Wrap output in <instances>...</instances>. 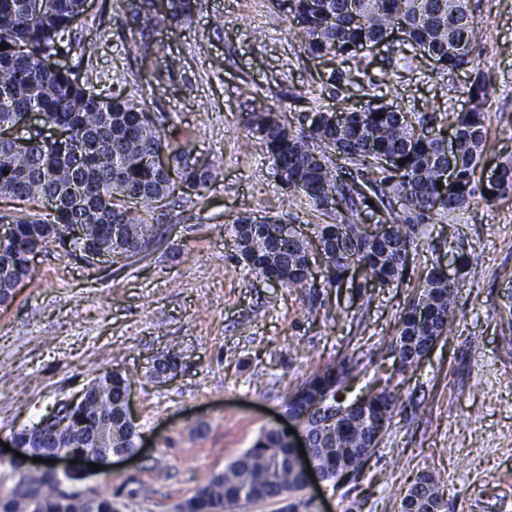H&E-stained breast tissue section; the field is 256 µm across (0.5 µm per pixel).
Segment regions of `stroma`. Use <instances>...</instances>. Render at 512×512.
Instances as JSON below:
<instances>
[{"label": "stroma", "instance_id": "35a3bbf8", "mask_svg": "<svg viewBox=\"0 0 512 512\" xmlns=\"http://www.w3.org/2000/svg\"><path fill=\"white\" fill-rule=\"evenodd\" d=\"M131 0H86L77 38L55 61L104 98L127 96L168 115V141L213 163L218 178L165 210L162 239L116 264L88 267L43 252L32 275L0 307V439L39 419L105 372L129 382L145 452L94 474L80 490L117 495L121 512H174L212 474L276 426L284 398L344 353L358 365L354 391L390 386L401 400L360 472L294 493L298 512H399L422 474L448 512H512V199L477 202L420 225L418 248L390 286L362 277L338 288L273 286L244 268L225 227L242 213L274 216L307 239L324 217L292 202L247 112L264 107L292 127L375 95L411 119L430 114V134L450 135L448 115L468 106L464 78L429 61L393 64L392 48L364 53L365 72L303 54L299 28L278 0H198L188 20L137 46ZM493 76L486 104L484 176L512 161V0H470ZM474 256L457 289L452 331L419 365L396 374L391 345L403 309L434 262ZM182 366L152 376L168 350ZM150 496L137 495L139 487Z\"/></svg>", "mask_w": 512, "mask_h": 512}]
</instances>
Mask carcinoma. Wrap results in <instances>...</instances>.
<instances>
[{"mask_svg":"<svg viewBox=\"0 0 512 512\" xmlns=\"http://www.w3.org/2000/svg\"><path fill=\"white\" fill-rule=\"evenodd\" d=\"M469 0H283L285 13L297 19L303 53L311 59L348 57L356 69L366 46L393 39L435 59L437 69L449 75L464 73L468 82V107L452 113L455 149L447 153L445 137L427 136L401 112L384 104L368 103L347 110L343 121L330 111H318L309 124L293 130L272 109L249 113L248 134L257 139L278 174L282 188L303 193L307 204L331 219L318 224L315 238L325 255L324 288H337L348 277L347 258L336 254V229L347 225L355 262L365 280L390 286L405 270L416 249L417 226L436 216L449 217L480 198L491 204L512 195V161L501 164L495 186L486 189L476 181L484 151V112L493 87L481 67V39L471 19ZM31 0H0V126L33 110L45 124L68 132L58 142L42 130L27 133L25 143L0 138V199L45 204V215L15 217L0 214L8 230L0 240V307L13 298V286L31 278L32 255L53 247L80 260L90 245L109 259L133 258L161 237L155 211L173 203L168 173L155 162L168 155L181 177L206 186L219 172L209 164L200 169L193 152L173 145L164 133L166 117L150 112L145 104L114 96L97 102L73 78L71 71H50L44 59L60 49L66 32L84 13L85 0H47L39 10ZM197 0H167L160 10L155 0H132L142 49L157 28L192 16ZM405 160L386 170L377 158ZM361 171L383 174L359 182L341 178L343 164ZM454 174L443 180L444 171ZM442 188H437V184ZM374 207L391 199L402 206L385 226L361 223L367 204ZM141 202L143 217L127 207ZM241 215L227 225L239 262L274 284L315 288L308 268L310 241L302 233L285 232L280 219L250 223ZM78 224L80 239L66 241L63 230ZM457 282L439 265L432 266L422 293L401 315L395 346L402 349L397 371L417 365L429 343L448 335L454 315ZM180 356L169 352L153 365L156 378L173 376ZM352 372L348 354L327 363L301 381L283 402L286 412L299 420L311 443L314 464L328 481L345 470H357L377 447V434L389 426L399 398L389 388L369 393L355 412L336 418V408H348L347 378ZM128 380L118 371L95 379V397L76 404L64 415L69 437L59 443L36 440L38 424L15 433L21 452H39L50 460L61 450L95 451L108 455L136 446V427L127 421L123 392ZM292 442L277 428L263 432L222 472L212 475L175 512H228L240 502L278 500L283 512H293L288 498L303 489V479L292 463ZM0 512H118L112 497L67 491L49 471L28 472L6 492H0ZM400 512H446L444 492L424 474L409 488Z\"/></svg>","mask_w":512,"mask_h":512,"instance_id":"cac0c4a2","label":"carcinoma"}]
</instances>
